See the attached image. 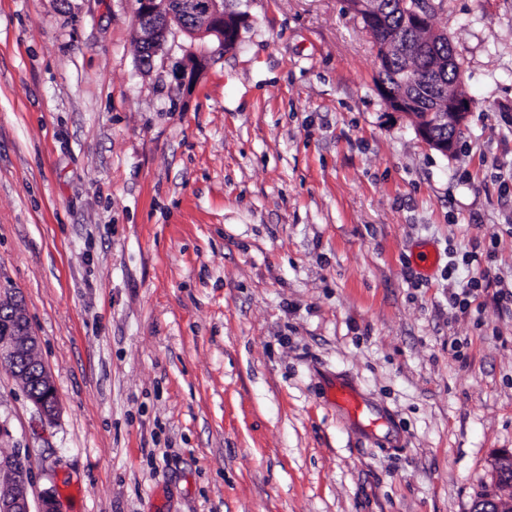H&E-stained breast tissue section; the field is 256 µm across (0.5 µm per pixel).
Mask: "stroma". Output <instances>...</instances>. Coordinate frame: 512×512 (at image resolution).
Segmentation results:
<instances>
[{
	"label": "stroma",
	"instance_id": "35a3bbf8",
	"mask_svg": "<svg viewBox=\"0 0 512 512\" xmlns=\"http://www.w3.org/2000/svg\"><path fill=\"white\" fill-rule=\"evenodd\" d=\"M453 154L391 112L347 0H230L192 79L136 0H0V456L62 512H471L512 451V0H435ZM431 250L434 264L414 263ZM353 389L359 412L333 395ZM8 308V318H0V368H7L19 379L13 365L22 360L27 361L29 355L36 350L38 338L32 332L24 313V307L16 290L6 292L0 290V311ZM28 373L31 378L35 376V379L32 380L35 381L37 387L40 389V395L36 398L30 399V401L36 407L41 418L44 421L51 422L56 418L60 409L59 400L52 377L48 373L45 366L43 372L40 375L36 372H34L33 375H31L30 372Z\"/></svg>",
	"mask_w": 512,
	"mask_h": 512
}]
</instances>
